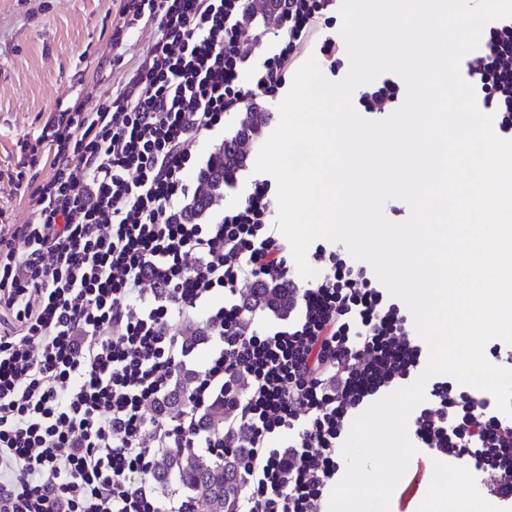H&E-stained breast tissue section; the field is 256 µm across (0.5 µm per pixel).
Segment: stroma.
<instances>
[{
    "instance_id": "35a3bbf8",
    "label": "stroma",
    "mask_w": 512,
    "mask_h": 512,
    "mask_svg": "<svg viewBox=\"0 0 512 512\" xmlns=\"http://www.w3.org/2000/svg\"><path fill=\"white\" fill-rule=\"evenodd\" d=\"M119 8V0H0V210L9 222L26 223L31 207L8 182L7 173H22L28 182L43 180L51 172L46 160L31 169L20 168L17 140L36 135L50 113L74 103L96 111L142 62L155 29H138L122 45L113 46L112 23ZM288 91L284 85L275 95L258 99L271 118L214 210L243 203L258 179V152L277 126L272 115Z\"/></svg>"
}]
</instances>
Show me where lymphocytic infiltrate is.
I'll use <instances>...</instances> for the list:
<instances>
[{
    "mask_svg": "<svg viewBox=\"0 0 512 512\" xmlns=\"http://www.w3.org/2000/svg\"><path fill=\"white\" fill-rule=\"evenodd\" d=\"M249 2L123 0L113 44L141 22L156 34L122 91L17 142L22 166L45 150L52 173L29 194V223L0 224V512H182L155 495L153 460L163 448L230 447L195 422L212 392L236 383L246 387L229 425L247 436L240 512H325L351 414L421 363L399 305L338 253L317 247L316 287L293 277L267 183L235 208L188 214L207 191L197 142L276 91L332 4L282 0L288 40L246 87L248 48L263 37ZM461 67L512 131V18ZM274 277L288 282L291 320L243 330L242 289ZM218 288L230 300L210 317L215 354L181 415H166L159 404L189 357L177 325ZM413 426L422 453L473 466L490 495L512 500V419L489 397L433 381Z\"/></svg>",
    "mask_w": 512,
    "mask_h": 512,
    "instance_id": "lymphocytic-infiltrate-1",
    "label": "lymphocytic infiltrate"
}]
</instances>
